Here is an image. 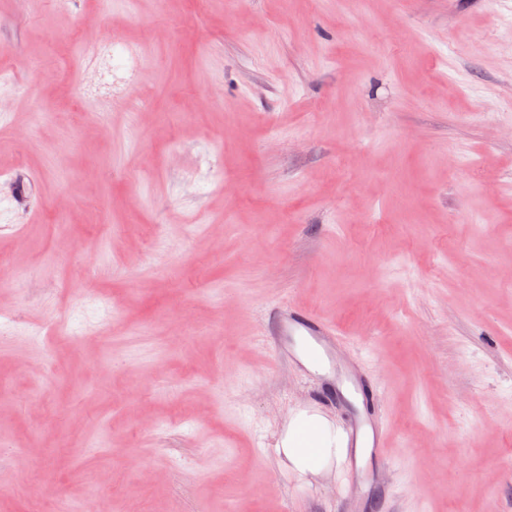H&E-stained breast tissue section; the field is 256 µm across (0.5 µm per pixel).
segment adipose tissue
Segmentation results:
<instances>
[{
    "mask_svg": "<svg viewBox=\"0 0 512 512\" xmlns=\"http://www.w3.org/2000/svg\"><path fill=\"white\" fill-rule=\"evenodd\" d=\"M281 445L292 471L301 477H326L349 463L344 429L318 412L290 411Z\"/></svg>",
    "mask_w": 512,
    "mask_h": 512,
    "instance_id": "obj_1",
    "label": "adipose tissue"
}]
</instances>
